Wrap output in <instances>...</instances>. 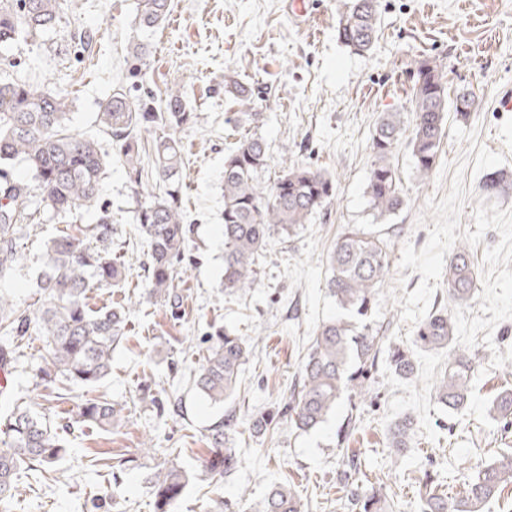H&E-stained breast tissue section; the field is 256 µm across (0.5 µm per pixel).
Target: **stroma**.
Segmentation results:
<instances>
[{
	"label": "stroma",
	"mask_w": 512,
	"mask_h": 512,
	"mask_svg": "<svg viewBox=\"0 0 512 512\" xmlns=\"http://www.w3.org/2000/svg\"><path fill=\"white\" fill-rule=\"evenodd\" d=\"M291 4L172 0L166 21L151 37L154 53L145 88L158 100L180 89L195 114L191 123L170 129L183 145V210L191 226L185 259L177 267L184 302L176 314L145 293L147 255L132 222L137 197L154 190L155 177L145 175L140 189L131 188L116 143L97 122L99 101L128 82L127 45L137 34V0H73L53 32L17 44L7 61H0L1 79L48 83L68 92L72 129L94 138L107 154L100 202L112 213V253L127 273L122 292L137 301L112 354V372L96 390L71 385L63 398H45L37 378L45 339L34 333L22 340L12 364L15 396L38 403L40 412L60 421L97 393L112 402L117 417L107 430L74 425L65 436L66 457L36 479L20 482L11 512H155L151 479L173 464L193 475L174 512H210L219 498L238 504L240 512H254L275 483L295 492L302 512H346V493L336 473L344 447L360 455L370 483L393 497L399 512H419L425 474L435 475L453 496L464 475L512 449V427L504 428L488 412L503 388L512 389L505 368L489 366L492 348H512V319L496 325L494 347L472 346L485 374L472 379L473 400L465 413L448 411L435 398L447 350L420 351L413 377H399L379 362L371 401L342 400L326 423L303 432L280 414L310 350L287 331L291 325L305 326V289L293 287L282 274L285 261L301 258L303 233L272 235L247 294L228 295L220 286L224 155L242 136L255 134L266 141L271 156L263 181L275 180L288 163L335 176V199L312 218L321 264H328L345 225L364 224L390 244L385 290L417 288L420 274L399 267L402 247L409 242L419 249L427 242L434 226L427 202L449 192L468 143L444 137L437 166L423 181L416 177L409 150L399 147L396 160L407 203L392 216H374L365 189L377 118L409 110L413 70L424 57L447 65L450 91L478 95L476 110L462 126L474 131L479 144L505 156L499 166L465 175L461 227L473 228L479 203L512 209V109L504 107L512 98V0H378L379 39L365 56L350 53L336 39L341 0H309L302 17ZM77 31L90 35L88 50L72 42ZM228 74L253 90L251 108L260 114L256 123H237L241 106L224 91ZM492 177L499 185L490 194L485 183ZM60 231V225L45 219L25 225L17 240L16 268L0 280V293L17 308L32 307L39 298L45 243ZM213 325L250 337L254 351L236 395L226 403L238 415L239 464L221 481L206 467L205 438L219 409L188 384L200 363L202 339ZM172 394L182 400L180 411L160 410L159 401ZM261 415L268 416L269 425L258 436L253 421ZM406 416L414 425L406 453L396 457L388 451L389 427ZM351 417L354 431L339 438V427ZM116 466L122 469L117 477L112 474ZM105 485L111 498L94 508Z\"/></svg>",
	"instance_id": "stroma-1"
}]
</instances>
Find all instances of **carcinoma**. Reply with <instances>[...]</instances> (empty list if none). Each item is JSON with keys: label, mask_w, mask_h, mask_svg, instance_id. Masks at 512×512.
I'll list each match as a JSON object with an SVG mask.
<instances>
[{"label": "carcinoma", "mask_w": 512, "mask_h": 512, "mask_svg": "<svg viewBox=\"0 0 512 512\" xmlns=\"http://www.w3.org/2000/svg\"><path fill=\"white\" fill-rule=\"evenodd\" d=\"M169 2L138 0V29L151 32L158 28L169 15ZM66 8L67 0H0V54L55 28ZM379 30L377 0H346L336 25L337 40L346 49L356 55L372 52ZM150 58L148 42L130 43L128 64L134 83H143ZM413 78L411 125H406L402 112H383L371 138L366 194L370 208L381 215L393 214L406 204L395 164L401 143L411 152L416 176L421 180L429 177L439 159L448 113L463 119L470 114L468 101L476 100L475 93L465 89L449 96L448 69L435 58L416 61ZM224 87L243 105L251 100L250 90L231 76L224 77ZM72 103L68 94L56 87L0 81V279L14 271L22 225L33 222L38 214L60 222L99 201L108 159L97 141L70 129ZM192 117L178 91L160 103L149 93L132 102L122 88L107 94L97 112L98 124L119 144L126 176L134 189L141 186L145 171L146 148L138 136L141 129L180 126ZM152 150L162 188L138 202L134 220L148 248V294L178 310L183 294L175 285L176 265L184 259L189 233L183 223V151L179 142L166 134L153 140ZM15 160L25 162L34 173L39 200H33L28 183L12 176L10 166ZM269 161L267 144L255 134L240 138L224 155L221 287L229 294L245 293L253 287L256 262L275 231L288 234L308 223L336 196V177L310 166H293L274 183L262 182L260 174ZM112 232L111 213L102 205L96 223L63 231L48 241L39 284L41 296L33 309L21 311L0 294L1 367L10 364L19 341L35 329L46 338L38 374L44 390L55 393L62 379L93 388L108 377L112 353L123 340L132 302L93 310L87 293L95 286H117L124 281L123 265L112 258ZM329 263V294L338 306L353 311L365 324L337 318L317 326L299 387L290 392L281 409L282 415L305 432L326 422L344 394L361 398L370 394L372 370L384 346L383 337L368 319L389 270L387 240L361 224H351L338 235ZM476 282L473 253L461 243L448 264V297L456 302L469 300ZM454 337V323L441 312L418 324L414 345L421 350L448 349V367L436 385V399L459 413L468 406L475 365L472 355L452 346ZM204 343L206 355L193 384L204 398L222 406L236 391L252 345L229 331L207 336ZM387 361L403 378L415 373L414 351L409 348H389ZM1 400L9 404L6 411H0V502L7 503L15 498L22 478L54 465L64 458L67 448L35 403L15 400L8 385L0 387ZM491 410L498 419L511 422L512 389L502 392ZM116 415L111 402L93 397L78 407L73 422L106 429ZM411 425V418L403 417L390 428L389 448L394 454L407 450ZM237 427L236 414L229 412L207 428L212 458L206 467L221 479L232 476L237 466ZM337 472L347 489L345 506L350 512H394V502L376 489L364 488L360 457L341 453ZM189 482V473L177 466L156 473L151 484L157 512H172ZM508 484L512 485V452L467 477L452 501L439 485H424L420 512H483L486 502ZM255 512H300V506L290 488L276 485Z\"/></svg>", "instance_id": "obj_1"}]
</instances>
